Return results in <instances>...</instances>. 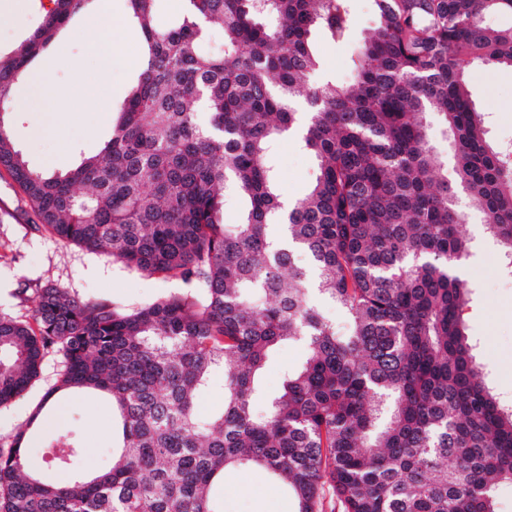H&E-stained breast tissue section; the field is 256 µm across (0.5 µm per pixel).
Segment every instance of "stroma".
Masks as SVG:
<instances>
[{"instance_id": "obj_1", "label": "stroma", "mask_w": 512, "mask_h": 512, "mask_svg": "<svg viewBox=\"0 0 512 512\" xmlns=\"http://www.w3.org/2000/svg\"><path fill=\"white\" fill-rule=\"evenodd\" d=\"M351 5L354 25L345 41L333 42L318 34L313 37L322 61V78L339 84L351 82L362 38L376 23L371 0H352ZM53 7V0H33L23 21L0 18V55L13 54ZM88 20V13H77L46 48L44 56L58 51L63 54L51 76V91L69 86L71 64L83 58V45L94 35ZM112 25L120 32V42L109 82L98 85L96 62L83 60L87 92L117 104L142 69L144 48L140 30L127 16L126 0H112ZM466 81L472 99L486 116L489 142L512 146V70L476 62L468 69ZM109 130V119L95 112H70L51 124L21 105L12 116L16 148L30 168L41 172H67L81 156L96 154ZM273 162L281 198L299 200L317 174L316 160L296 138L283 137L274 145ZM484 222L482 215L472 213L460 226L473 242L460 270L472 288L467 325L479 344L478 360L490 386L502 400L512 403V274L502 271L500 248L485 234ZM49 286L67 289L82 299L109 300L132 308L155 301L178 289L179 284L146 276L110 256L54 238L39 226L26 196L0 167V312L30 319L38 294ZM304 359L298 343L279 346L270 353L259 381L257 408H264L267 398L281 391L285 370L300 366ZM57 371V356L48 354L35 385L11 405L0 408V444H8L29 421L53 386ZM70 430L80 438L76 462L80 470L98 472L111 466L112 422L101 399L86 393L70 397L59 411L50 412L39 429L38 441L29 446L30 454L42 457L44 441ZM219 493L223 512H291L282 491L256 468L225 470Z\"/></svg>"}]
</instances>
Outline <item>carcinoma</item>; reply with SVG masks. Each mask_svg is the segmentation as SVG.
<instances>
[{"mask_svg": "<svg viewBox=\"0 0 512 512\" xmlns=\"http://www.w3.org/2000/svg\"><path fill=\"white\" fill-rule=\"evenodd\" d=\"M88 2L55 0L0 57V167L52 235L185 288L122 312L50 287L32 321L0 313V407L55 352L45 402L101 393L122 438L109 470L50 482L28 456L32 417L0 448V512H222L212 490L236 466L272 476L294 512H496L512 485V406L463 319L472 240L459 226L467 209L484 214L512 274V160L488 143L465 79L477 60L512 69V26L483 22L512 15V0H373L347 85L313 82L312 35L344 39L351 0H183L164 23L159 0H126L145 63L109 108V140L65 174L38 172L13 142L14 89ZM214 30L218 55L202 49ZM434 119L452 137L464 210ZM298 129L318 173L285 210L271 149ZM230 198L244 204L232 229ZM310 268L345 331L311 303ZM283 342L303 344L305 361L259 412V373ZM217 369L224 405L204 415ZM49 447L74 468L73 434Z\"/></svg>", "mask_w": 512, "mask_h": 512, "instance_id": "1", "label": "carcinoma"}]
</instances>
